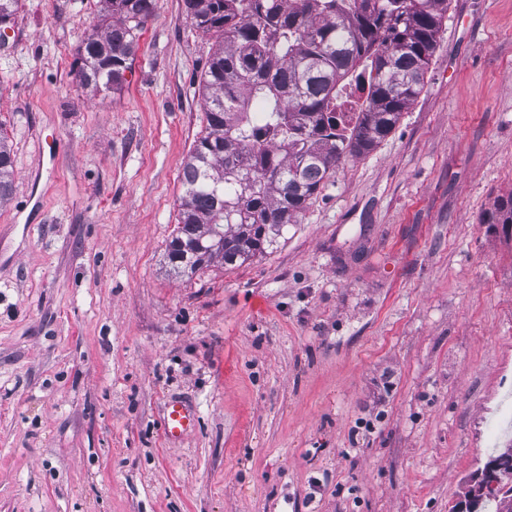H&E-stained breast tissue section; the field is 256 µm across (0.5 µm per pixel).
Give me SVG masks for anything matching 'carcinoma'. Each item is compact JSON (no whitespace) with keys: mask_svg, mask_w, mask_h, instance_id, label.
<instances>
[{"mask_svg":"<svg viewBox=\"0 0 512 512\" xmlns=\"http://www.w3.org/2000/svg\"><path fill=\"white\" fill-rule=\"evenodd\" d=\"M77 48L81 84L122 90L154 0H106ZM21 0H0V29ZM216 37L202 73L206 132L184 160V194L166 249L190 279L275 249L341 160L373 150L421 94L448 0H184ZM14 181L0 121V201ZM488 223L512 229V194Z\"/></svg>","mask_w":512,"mask_h":512,"instance_id":"obj_1","label":"carcinoma"}]
</instances>
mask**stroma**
<instances>
[{"label":"stroma","instance_id":"stroma-1","mask_svg":"<svg viewBox=\"0 0 512 512\" xmlns=\"http://www.w3.org/2000/svg\"><path fill=\"white\" fill-rule=\"evenodd\" d=\"M103 7L23 0L0 45V512H458L512 440V236L484 221L512 193V0H448L394 131L272 253L189 280L165 255L215 40L155 0L99 94L75 58ZM171 400L197 413L176 443ZM11 147L7 126L0 121V201H6L12 191L14 164Z\"/></svg>","mask_w":512,"mask_h":512}]
</instances>
